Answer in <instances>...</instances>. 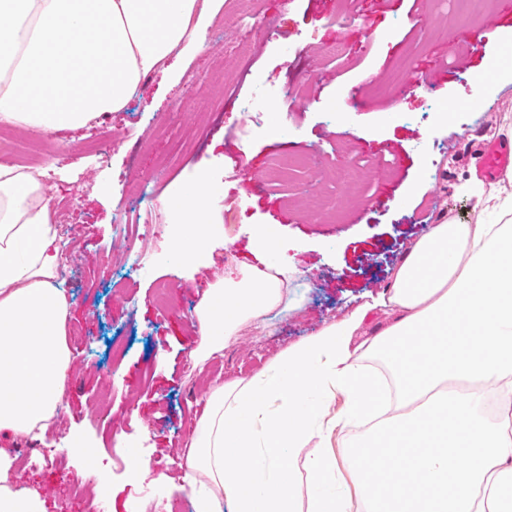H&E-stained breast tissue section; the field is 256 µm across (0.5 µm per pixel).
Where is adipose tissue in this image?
<instances>
[{
	"label": "adipose tissue",
	"mask_w": 512,
	"mask_h": 512,
	"mask_svg": "<svg viewBox=\"0 0 512 512\" xmlns=\"http://www.w3.org/2000/svg\"><path fill=\"white\" fill-rule=\"evenodd\" d=\"M211 0H0V123L76 129L123 109L172 54L195 43L191 22ZM463 190L494 224L448 219L417 240L392 283L246 380L214 386L186 450L196 512H512V436L484 414L512 409V197L470 180ZM202 185L173 201L187 214L175 251L203 262ZM43 184L0 164V435L44 436L68 384L66 295ZM296 276L285 263L242 266L210 285L195 309L204 363L241 325L281 306ZM395 313L354 338L371 308ZM387 365L396 398L363 386L365 357ZM345 394L338 417L322 398ZM379 421L348 445L356 494L302 502L299 474L326 483L336 456L306 452L336 427ZM0 448V512H40L10 478Z\"/></svg>",
	"instance_id": "obj_1"
}]
</instances>
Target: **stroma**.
Returning a JSON list of instances; mask_svg holds the SVG:
<instances>
[{
  "instance_id": "obj_1",
  "label": "stroma",
  "mask_w": 512,
  "mask_h": 512,
  "mask_svg": "<svg viewBox=\"0 0 512 512\" xmlns=\"http://www.w3.org/2000/svg\"><path fill=\"white\" fill-rule=\"evenodd\" d=\"M223 0L204 23L199 52L170 76L151 75L126 108L65 130L41 159L40 180L69 230L58 279L69 302V402L44 437L9 439L12 458L42 448L46 458L11 476L36 490L44 512H87L77 485H107L105 512H154L182 499L184 452L209 388L261 371L278 353L342 319L392 281L404 253L430 225L477 223L461 187L491 140L512 141V5L489 0L482 22H455V0H259L241 16ZM416 83L409 93L405 86ZM267 129L242 134L244 107L260 90ZM111 138L107 161L98 132ZM306 157L317 176L273 171L276 159ZM360 166V181L338 172ZM208 173L204 210L219 245L209 266L170 258L163 239L140 245L131 266L118 223L161 224L173 236L169 201ZM339 201V219L309 211L310 195ZM269 228L292 253L304 297L299 309L243 324L197 378L184 362L200 342L194 307L209 283L254 263ZM173 286L160 309L157 282ZM125 340L120 356L111 341ZM111 393L115 447L92 415ZM149 474L129 475L134 457Z\"/></svg>"
}]
</instances>
